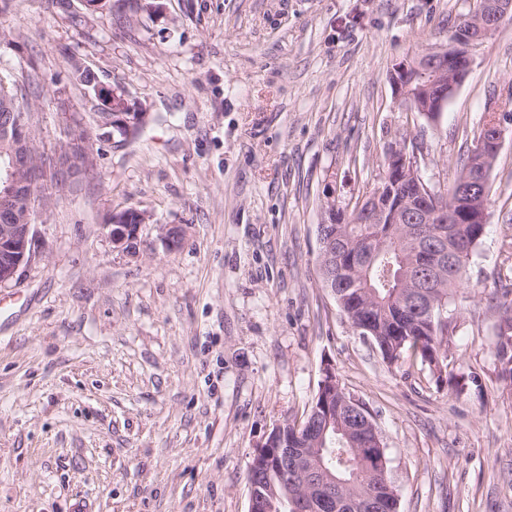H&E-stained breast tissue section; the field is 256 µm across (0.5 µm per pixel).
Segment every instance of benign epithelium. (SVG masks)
Here are the masks:
<instances>
[{
  "mask_svg": "<svg viewBox=\"0 0 512 512\" xmlns=\"http://www.w3.org/2000/svg\"><path fill=\"white\" fill-rule=\"evenodd\" d=\"M512 20V0H488L483 7L461 19L459 25L448 35V43L429 48L409 57L396 66L398 73L410 71L425 81L428 90L426 103L419 102L412 83L406 79H395L394 91L407 109L417 112L428 120L439 119L448 101L464 80L474 62L476 50L491 38L505 20ZM128 112H107L101 126L119 129L126 134L140 122V117L128 121ZM505 128L495 121L487 123L477 140L479 148L489 152L500 150ZM386 165L393 178H389L358 205L357 213L365 223H373L386 215L411 224H435L431 235L422 241L420 263L423 267L441 265L448 261V239L445 213L453 210V218L458 224H484L487 218V205H479L463 194L458 195L453 207L446 206L448 198L439 195L420 176L414 155L406 146H396L386 155ZM12 162L0 177V195L13 196L18 205H23L29 197V189L19 182ZM148 216L132 211L122 217L120 224H105L103 231L122 250L134 249L138 233ZM38 221L29 224H0V286L13 281L20 268L36 256ZM160 237L171 251L179 248L184 239L183 229L178 226H159ZM278 427H273L264 443L257 447L255 455L267 460L286 452L295 467L302 468L305 462L295 448L278 447Z\"/></svg>",
  "mask_w": 512,
  "mask_h": 512,
  "instance_id": "7a95c632",
  "label": "benign epithelium"
}]
</instances>
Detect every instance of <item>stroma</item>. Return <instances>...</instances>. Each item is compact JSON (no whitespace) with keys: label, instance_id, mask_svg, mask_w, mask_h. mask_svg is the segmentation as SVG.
Wrapping results in <instances>:
<instances>
[{"label":"stroma","instance_id":"stroma-1","mask_svg":"<svg viewBox=\"0 0 512 512\" xmlns=\"http://www.w3.org/2000/svg\"><path fill=\"white\" fill-rule=\"evenodd\" d=\"M474 0H13L0 72L39 85L36 146L103 105L146 113L95 178L51 202L36 256L0 287V512H248L247 464L302 420L324 367L376 423L399 512H512V384L493 354L512 271V124L487 229L448 305L441 379L392 366L320 275L316 226L381 185L406 143L453 182L491 100L512 97V21L477 50L438 123L393 67ZM135 209V252L102 226ZM162 224L184 230L167 250Z\"/></svg>","mask_w":512,"mask_h":512}]
</instances>
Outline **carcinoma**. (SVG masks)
I'll return each instance as SVG.
<instances>
[{
  "label": "carcinoma",
  "mask_w": 512,
  "mask_h": 512,
  "mask_svg": "<svg viewBox=\"0 0 512 512\" xmlns=\"http://www.w3.org/2000/svg\"><path fill=\"white\" fill-rule=\"evenodd\" d=\"M33 85L8 79L0 81V160L20 158L17 169L20 179L33 187V205L48 206L52 190L76 192L94 173L95 157L92 138L93 120L74 115L63 130L61 152L56 160L39 152L36 146L20 143L13 134L17 123L26 126L32 114L29 97ZM495 159L469 150L454 181L445 187L448 195L468 184L475 169L493 167ZM328 223L317 225V232L335 237L342 251L320 256L319 264L336 267L342 263L345 287L336 289L334 299L343 313L354 323L376 332L372 338L383 360L395 364L409 357L421 359L429 367L448 359V322L441 316L448 313L452 292L466 284V267L476 246L484 237V224H448V244L456 251L449 254L448 264L433 271L418 266L417 244L409 224H360L359 217L342 213L327 217ZM430 294L435 300L434 314L420 309L419 301ZM494 355L503 379L512 381V302L502 304L500 320L494 336ZM352 396L340 382L318 388L310 410L301 425H310L314 435L299 430L295 422L282 421L280 431L288 448H302L312 458L313 470L303 476L288 471L282 463L281 476L274 488L263 491L262 512H296L311 485L336 477V500L366 502L364 512H395V490L379 484L370 457L360 452L375 423H366L372 416L361 408L362 416L347 415L346 406Z\"/></svg>",
  "instance_id": "cac0c4a2"
}]
</instances>
